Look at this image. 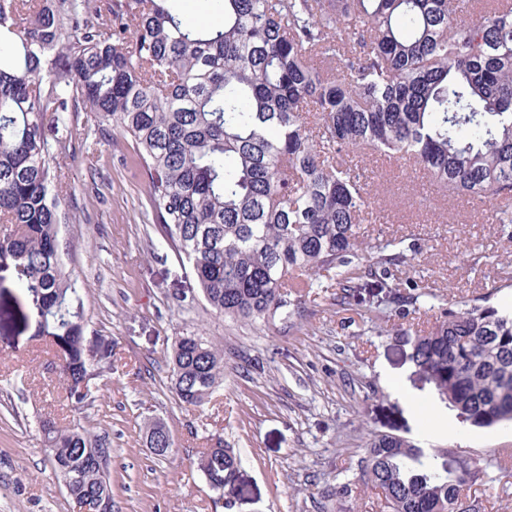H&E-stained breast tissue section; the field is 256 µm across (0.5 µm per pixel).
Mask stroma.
<instances>
[{
  "instance_id": "1",
  "label": "stroma",
  "mask_w": 512,
  "mask_h": 512,
  "mask_svg": "<svg viewBox=\"0 0 512 512\" xmlns=\"http://www.w3.org/2000/svg\"><path fill=\"white\" fill-rule=\"evenodd\" d=\"M80 120L97 152L90 160L76 147L62 160L72 192L59 249L80 290L86 340L112 339V381L80 419L112 445V512H225L196 467L211 434L242 459L236 512H381L369 489L336 495L358 475L374 433L470 457L512 448V424L473 426L419 372L395 331L400 316L378 311L384 289H350L339 305L326 278L272 325L224 318L201 301L182 307L198 286L151 221L130 143L95 113ZM371 195L391 221L364 225L368 241L395 237L417 250L399 267L400 280L442 299L512 305V240L488 206L444 198L422 173L394 164L379 170ZM0 310V512H77L41 452V420L75 419L56 386L61 351L40 336L37 310L10 265H0ZM188 330L224 351V381L195 409L179 405L166 373L175 336ZM393 379L434 401L446 429L432 432L431 415L397 396ZM155 420L173 435L174 456L148 448ZM471 494L480 512H512V463L489 471Z\"/></svg>"
}]
</instances>
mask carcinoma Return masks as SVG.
I'll list each match as a JSON object with an SVG mask.
<instances>
[{"instance_id":"obj_1","label":"carcinoma","mask_w":512,"mask_h":512,"mask_svg":"<svg viewBox=\"0 0 512 512\" xmlns=\"http://www.w3.org/2000/svg\"><path fill=\"white\" fill-rule=\"evenodd\" d=\"M173 0H0V262H11L52 343L74 412L112 375V341L83 343L81 298L59 250L70 191L60 158L94 112L131 142L165 244L187 262L210 309L270 324L290 295L333 274L389 289L399 314L432 294L402 293L408 260L364 241L368 151L411 164L453 196L494 204L512 239V0H212L208 26ZM410 358L477 427L512 421V308L449 300L426 330L396 325ZM180 404L204 405L224 352L196 331L166 363ZM52 472L77 503L112 502L111 443L80 422H40ZM239 455L221 435L197 462L235 506ZM483 460L375 434L359 481L382 512H480L469 490Z\"/></svg>"}]
</instances>
